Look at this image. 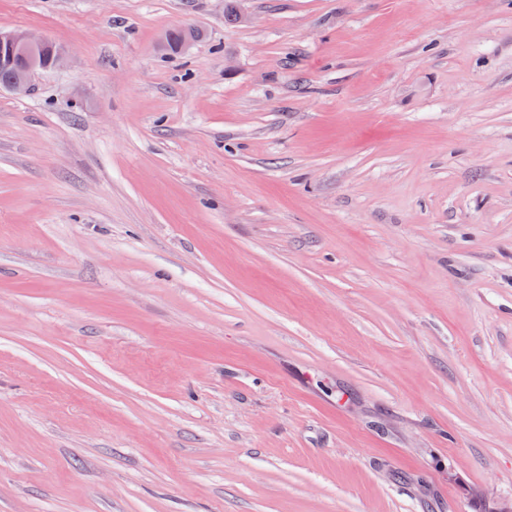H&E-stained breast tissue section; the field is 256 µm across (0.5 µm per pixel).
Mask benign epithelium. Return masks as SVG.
<instances>
[{"label": "benign epithelium", "instance_id": "benign-epithelium-1", "mask_svg": "<svg viewBox=\"0 0 512 512\" xmlns=\"http://www.w3.org/2000/svg\"><path fill=\"white\" fill-rule=\"evenodd\" d=\"M64 58L62 48L45 36L26 30L0 31V64L11 69L10 79L0 89L26 93L38 72L57 67Z\"/></svg>", "mask_w": 512, "mask_h": 512}]
</instances>
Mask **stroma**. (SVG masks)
I'll return each mask as SVG.
<instances>
[{
  "label": "stroma",
  "mask_w": 512,
  "mask_h": 512,
  "mask_svg": "<svg viewBox=\"0 0 512 512\" xmlns=\"http://www.w3.org/2000/svg\"><path fill=\"white\" fill-rule=\"evenodd\" d=\"M238 9L0 0V512H512V0ZM64 58L62 48L48 37L26 30H0V65L4 63L11 69L10 77L9 69L0 68V90L27 93L33 77L39 71L57 67Z\"/></svg>",
  "instance_id": "1"
}]
</instances>
